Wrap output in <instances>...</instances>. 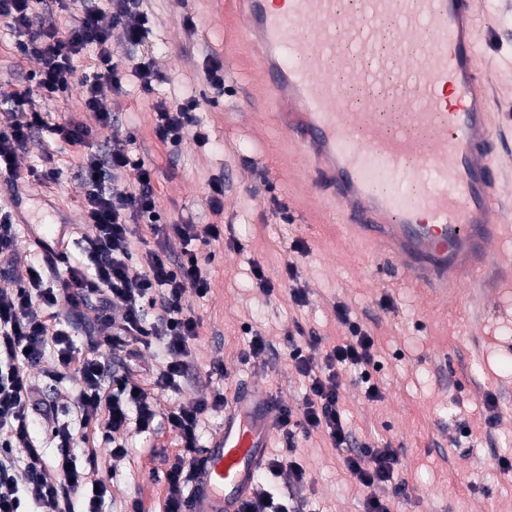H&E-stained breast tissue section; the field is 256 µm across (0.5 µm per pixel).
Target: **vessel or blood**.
Here are the masks:
<instances>
[{"mask_svg":"<svg viewBox=\"0 0 512 512\" xmlns=\"http://www.w3.org/2000/svg\"><path fill=\"white\" fill-rule=\"evenodd\" d=\"M255 49L278 125L318 197L355 239L435 294L503 271L512 164L478 62L477 0H225ZM428 53L415 51L420 34ZM271 396L245 386L192 481L193 512H239L275 431Z\"/></svg>","mask_w":512,"mask_h":512,"instance_id":"obj_1","label":"vessel or blood"}]
</instances>
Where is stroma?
Segmentation results:
<instances>
[{
  "label": "stroma",
  "instance_id": "35a3bbf8",
  "mask_svg": "<svg viewBox=\"0 0 512 512\" xmlns=\"http://www.w3.org/2000/svg\"><path fill=\"white\" fill-rule=\"evenodd\" d=\"M142 8L150 19L144 45L124 46L121 28L112 31V44L124 57V79L117 89L103 85L114 127L99 129L94 146L103 149L116 130L132 134L135 152L157 170L154 190L162 215L218 223L224 230L205 266L210 292L201 298L189 291L183 299L201 327L191 346L193 369L177 398L187 402L220 390L230 400L252 383L300 406L304 386L288 365L287 336L300 330L320 336L323 345L336 344L344 330L333 306L344 303L375 338L380 365L372 376L382 397L367 401L354 375L346 373L342 405L359 437L377 436L400 448L408 489L392 496L393 512H512V473L496 467L499 458H512V272L487 288H455L445 299L409 286L393 263L350 241L337 206L312 198L302 161L274 127L257 64L239 40L234 18L215 15L210 0H144ZM480 28L499 139L512 155V0H484ZM215 57L224 66L220 86L204 76ZM146 61L162 75L149 93L136 76ZM35 67L0 29V121L11 109L10 93ZM174 96L200 101L196 118L204 142L187 138L172 145L157 139L156 105ZM80 153L40 132L19 167L27 173L53 156L62 171L59 182L26 177L15 195L0 178V202L18 199L27 220L11 263L0 260V278L24 276L28 265L41 260L43 226L54 216L71 219L59 268L86 265ZM214 181L224 184V212L218 216L207 198ZM290 261L305 292L299 305L279 285ZM256 266L275 282L273 293L257 287ZM386 298L391 308H382ZM255 333L270 345L259 356L249 346ZM31 377L38 407L33 434L53 458L57 443L46 433L41 411L73 380L53 381L37 371ZM490 392L498 398L499 415L492 427L483 413ZM177 398L158 393L161 416L154 431L129 432L127 453L118 458L103 442L101 424L81 426L73 405L58 407L57 420L74 434L71 452L88 483H112L99 512H128L134 500L141 512H165V475L182 448L162 413ZM290 445L313 478L306 492L311 512H362L363 491L345 477L328 440L315 435L291 444L278 432L269 453H285Z\"/></svg>",
  "mask_w": 512,
  "mask_h": 512
}]
</instances>
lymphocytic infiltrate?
Listing matches in <instances>:
<instances>
[{
  "mask_svg": "<svg viewBox=\"0 0 512 512\" xmlns=\"http://www.w3.org/2000/svg\"><path fill=\"white\" fill-rule=\"evenodd\" d=\"M44 0H0V27L17 34V49L34 60L35 70L27 75V86L11 95L13 108L0 129V175L10 183L20 178L17 157L25 152L34 131L48 132L71 146L85 148L81 179L85 188L82 219L91 228L85 241L90 262L86 268H68L59 274L52 257L31 265L30 276L0 286V512H29L30 507L56 508L71 499L83 500L84 512H99L100 502L111 486L98 481L94 491L85 489V473L75 465L70 449L73 434L67 426L52 430L60 452L47 460L42 446L32 435L30 419L33 385L27 376L40 366L46 353H54V377L75 372L72 402L81 423L96 420L107 411L102 439L111 445L113 456L125 453L124 436L129 429L150 432L158 416L156 395L179 391L181 380L192 366L191 343L199 334L200 320L185 310L186 291L206 296L209 282L203 266L206 252L221 236L215 224L162 222L153 190L155 171L133 154L131 136L112 135L108 153L99 156L91 145L98 129L111 128L112 109L101 90L104 82L122 83V64L112 48V29L122 26L124 39L142 45L148 31L146 13L131 9V0H112L111 24L99 8H73L70 0H58L67 12L65 24L56 19L43 22L39 9ZM95 47L96 62L86 69L80 63L86 49ZM80 86V111L94 113L98 125L90 127L72 119L48 122L35 105V95L54 97ZM195 99L165 102L157 107L155 134L164 142L180 143L193 134ZM128 170L136 171L134 188L119 187ZM145 225L155 240L146 255L142 272L131 273V239L136 225ZM182 244L179 257H172L171 239ZM66 305L71 315L93 307V336L90 352L75 358L67 330L49 327L48 309ZM336 320L347 330L342 343L323 348L317 336L289 340L288 362L305 382L300 408L279 403L277 424L288 440L312 435L325 436L341 454L348 477L365 489L363 512H391V499L383 488L400 490V453L391 441L370 439L357 442L342 410V373L358 371L368 401L381 398L372 383L369 368L376 362L375 340L365 325L353 320L344 305L334 308ZM111 345L130 363L140 362L153 344H161L165 359L152 375L150 387L135 382L128 373L113 371L101 359V344ZM111 394H104V385ZM223 391L194 397L171 407L166 413L184 455L166 473L168 494L165 512H185V486L196 467L200 422L209 411L223 408Z\"/></svg>",
  "mask_w": 512,
  "mask_h": 512,
  "instance_id": "obj_1",
  "label": "lymphocytic infiltrate"
}]
</instances>
